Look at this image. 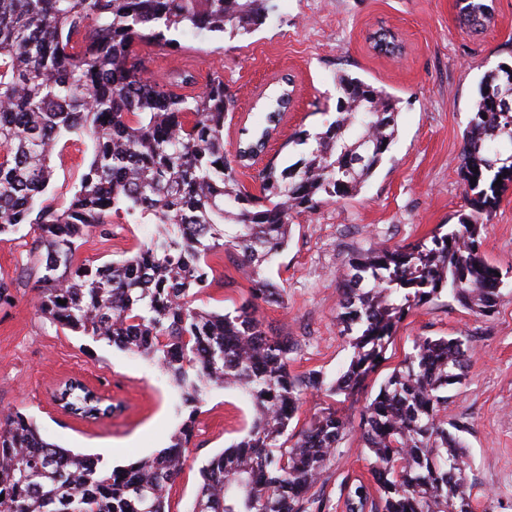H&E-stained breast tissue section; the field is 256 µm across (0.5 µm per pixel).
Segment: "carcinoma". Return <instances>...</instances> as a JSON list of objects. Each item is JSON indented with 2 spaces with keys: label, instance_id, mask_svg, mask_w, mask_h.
I'll return each instance as SVG.
<instances>
[{
  "label": "carcinoma",
  "instance_id": "1",
  "mask_svg": "<svg viewBox=\"0 0 512 512\" xmlns=\"http://www.w3.org/2000/svg\"><path fill=\"white\" fill-rule=\"evenodd\" d=\"M275 9V0H0V235L33 227L23 272L35 278L41 314L157 362L189 410L168 448L110 471L98 454L45 440L28 416L1 414L0 512H170V489L209 386L241 389L254 415L245 435L200 469L192 512H326L312 489L355 428L373 482L341 478L346 512H473L464 426L444 414L464 378L468 346L459 336L417 337L359 423L332 402L300 431L290 426L304 394L359 391L413 309L443 292L477 317L497 307L502 269L480 247L512 187V112L502 108L512 101V76L499 65L477 84L459 156L470 213L427 239L350 259L337 314L352 348L347 368L332 382L317 370L299 377L289 369L294 345L270 335L259 315L260 304L283 298L267 263L288 246L294 218L369 182L398 137L400 99L337 75L335 119L313 136L294 132L286 145L303 147L299 158L268 161L255 195L224 154L233 103L224 79L215 75L187 93L196 84L191 71L155 82L137 50L143 43L174 49L176 33L248 35ZM459 14L471 33L491 22L486 0H460ZM373 48L393 54L401 45L380 30ZM288 94L282 87L258 94L262 109L254 129H242L239 158L263 151ZM65 134L90 137L93 153L60 203L49 191ZM121 217L156 231L130 257L97 266L78 258L85 237L111 239ZM220 250L235 254L251 283L250 298L227 313L192 306L211 285ZM60 395L84 418L119 409L102 406L78 381Z\"/></svg>",
  "mask_w": 512,
  "mask_h": 512
}]
</instances>
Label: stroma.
Wrapping results in <instances>:
<instances>
[{"instance_id":"stroma-1","label":"stroma","mask_w":512,"mask_h":512,"mask_svg":"<svg viewBox=\"0 0 512 512\" xmlns=\"http://www.w3.org/2000/svg\"><path fill=\"white\" fill-rule=\"evenodd\" d=\"M278 5L244 37L190 38L181 54L149 46V75L163 81L179 67L190 70L201 85L212 73L222 75L235 101L224 126L229 154L240 128L253 119L258 90L274 77L291 75L293 108L265 158L238 172L253 193L259 190L256 175L266 159L287 160L285 144L295 131L316 133L333 119L337 73L384 86L400 98L398 137L373 178L358 194L295 218L287 249L268 268L270 280L283 290V301L262 306L266 330L294 343L293 374L314 369L331 380L345 370L351 354L336 321L339 269L370 245L417 242L439 225L457 223L467 210L457 156L481 75L499 63L512 64V0H492L493 21L476 35L461 29L457 0H278ZM381 22L402 33L406 51L401 58L370 49L367 35ZM92 152L87 137L66 145L51 186L56 195H68ZM114 230L105 243L89 236L80 259L98 265L132 255L155 227L131 223ZM33 237L28 224L0 236V279L14 283L12 304L0 306V409L32 417L47 441L101 455L107 469L168 447L184 417L179 390L155 362L57 328L39 312L32 281L22 273ZM481 252L506 272L496 311L476 317L445 295L414 309L398 326L385 362L364 390L351 399L337 397L336 406L358 419L416 337H467L466 379L448 404V419L468 428L463 439L471 456L474 512H512V189L501 197ZM217 267L220 278L196 304L227 312L248 298L250 284L229 254H222ZM69 379L82 380L120 404V412L98 421L64 412L53 394ZM251 417L252 405L237 389L208 390L185 469L170 491L171 512H190L199 468L240 440ZM366 473L354 432L328 463L324 498L336 500L343 475Z\"/></svg>"}]
</instances>
